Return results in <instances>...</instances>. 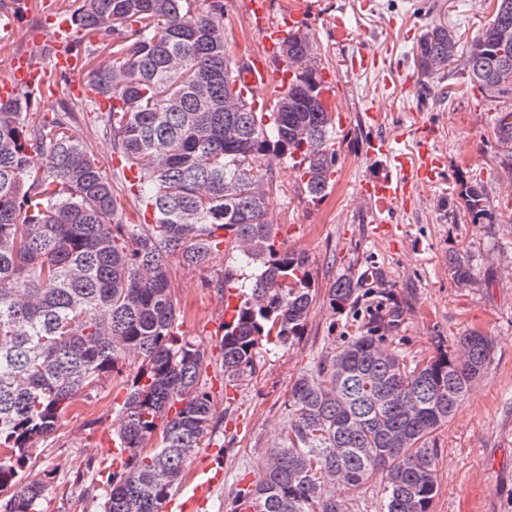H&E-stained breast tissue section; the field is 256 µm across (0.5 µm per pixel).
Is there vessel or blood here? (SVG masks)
Wrapping results in <instances>:
<instances>
[{
  "instance_id": "1",
  "label": "vessel or blood",
  "mask_w": 512,
  "mask_h": 512,
  "mask_svg": "<svg viewBox=\"0 0 512 512\" xmlns=\"http://www.w3.org/2000/svg\"><path fill=\"white\" fill-rule=\"evenodd\" d=\"M247 5L252 25L262 34L264 49L249 56L243 74V85L252 92L254 99L264 101L273 92L283 90L288 85L290 72L274 65L271 57L287 29L296 27L297 19L287 15L281 23L273 25L267 19L268 0H247ZM47 72L48 69L29 57L17 58L12 73L0 78V98H11L21 87L43 89ZM368 152L373 156H384L388 160L383 176L363 184L364 200L378 207L374 218V233L380 237H388L392 234L388 209L398 204H407L416 187L433 183L443 167V158L425 142L418 148L417 159L412 160L405 153L394 151L388 141L382 138L373 139L368 146Z\"/></svg>"
}]
</instances>
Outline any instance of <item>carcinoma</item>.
Segmentation results:
<instances>
[{
	"instance_id": "carcinoma-1",
	"label": "carcinoma",
	"mask_w": 512,
	"mask_h": 512,
	"mask_svg": "<svg viewBox=\"0 0 512 512\" xmlns=\"http://www.w3.org/2000/svg\"><path fill=\"white\" fill-rule=\"evenodd\" d=\"M62 3L61 15L85 33L63 51L85 71L112 153L137 168L138 183H126L133 208H119L66 102L31 124L25 110L34 92L0 100V512H39L42 487L20 475L34 443L131 355L142 370L115 432L128 457L118 470L98 468L100 512H164L215 424L206 351L177 332L183 314L169 258L200 266L223 249L254 269L224 271L223 284H238L239 298L220 339L224 386L253 376L263 354L292 345L315 289L305 253L282 248L268 222L275 192L259 162L292 163L304 193L326 197L338 163L333 108L307 31L282 40L293 79L256 110L238 84L245 58L228 50L224 0ZM503 31L512 34V0H494L490 22L468 46L431 23L413 47L414 66L440 80L461 56L470 88L486 100L511 99ZM495 130L512 143V111ZM33 152L43 158L39 168L30 166ZM462 196L471 223H499L479 183ZM448 266L458 281L471 278L467 256L449 254ZM355 294L344 275L328 289L335 307ZM491 351V338L472 330L453 352L410 366L387 336L349 337L296 379L263 475L239 485L225 512H346L336 488L355 491L375 478L380 512H430V439Z\"/></svg>"
}]
</instances>
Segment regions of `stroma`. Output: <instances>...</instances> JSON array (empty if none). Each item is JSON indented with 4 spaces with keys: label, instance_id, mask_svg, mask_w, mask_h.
I'll return each instance as SVG.
<instances>
[{
    "label": "stroma",
    "instance_id": "35a3bbf8",
    "mask_svg": "<svg viewBox=\"0 0 512 512\" xmlns=\"http://www.w3.org/2000/svg\"><path fill=\"white\" fill-rule=\"evenodd\" d=\"M426 0H271V20L294 14L320 48L321 67L335 78L332 95L348 113L336 127L339 154L334 187L314 200L298 188L291 166L273 163L279 193L270 213L280 237L304 252L320 292L340 276H351L354 300L332 309L317 297L303 336L293 346L266 354L252 378L214 398L218 426L206 448L224 482L196 512H224V501L240 477L257 480L260 459L286 424L285 405L295 379L323 354L342 345L356 329L380 320L407 361L425 360L455 349L465 331L478 330L494 341L482 379L453 419L437 430L438 491L431 512H512V157L494 131L512 100L491 102L466 86L460 66L450 65L447 82L456 95L440 99L438 87L424 86L413 66L412 50L429 21L453 27L469 43L492 16L488 0H440L435 16L422 14ZM378 53L386 79L351 72L352 53ZM83 72L53 77L30 121L39 120L57 101L79 119L78 129L114 187L123 175L112 162V142L103 135L90 91L74 96L71 86L85 83ZM428 135L446 158L434 184L417 200L393 211L394 239L372 234L371 207L359 202L363 180L380 176L382 160L368 143L388 137L415 154ZM479 181L489 202L502 213L498 224L467 221L459 192L463 181ZM469 257L473 276L457 282L448 266L450 253ZM228 259L216 253L201 268L171 258L174 294L186 319L180 336L208 350V376L219 372V344L226 295L218 283ZM140 362L127 358L84 392L48 439L37 441L23 474L43 484L39 512H99L96 467L114 455L112 430Z\"/></svg>",
    "mask_w": 512,
    "mask_h": 512
}]
</instances>
